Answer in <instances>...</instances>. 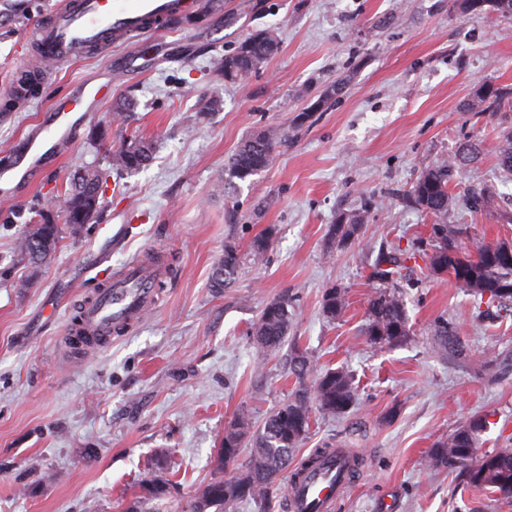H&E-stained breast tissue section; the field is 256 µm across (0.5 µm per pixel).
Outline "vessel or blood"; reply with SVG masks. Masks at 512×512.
<instances>
[{"mask_svg": "<svg viewBox=\"0 0 512 512\" xmlns=\"http://www.w3.org/2000/svg\"><path fill=\"white\" fill-rule=\"evenodd\" d=\"M173 0H56L33 31L36 63L31 74L49 78L53 67L91 54L106 52L113 39L136 40L146 31H162L173 15ZM111 81L85 82L46 111L39 131L28 134L13 152L0 179L29 186L44 161H58L73 142L83 117L111 91ZM160 269L152 262L137 263L118 277L101 280L78 305L65 336L70 352L111 343L113 335L140 323L156 306L154 283ZM357 454L336 449L318 469L293 483L290 512H335L357 471Z\"/></svg>", "mask_w": 512, "mask_h": 512, "instance_id": "obj_1", "label": "vessel or blood"}]
</instances>
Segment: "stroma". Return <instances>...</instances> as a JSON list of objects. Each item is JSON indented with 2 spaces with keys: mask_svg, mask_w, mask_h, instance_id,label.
<instances>
[{
  "mask_svg": "<svg viewBox=\"0 0 512 512\" xmlns=\"http://www.w3.org/2000/svg\"><path fill=\"white\" fill-rule=\"evenodd\" d=\"M4 2L0 167L77 82L111 72L112 97L88 113L58 166L0 199V512H119L160 455L180 492L208 481L228 421L241 412L262 421L293 392L296 346L315 370L354 376L353 407L316 415L298 450L360 451L336 512H512V500L427 464L433 446L474 415L488 422L479 452L512 448V317L477 306L421 256L403 288L406 337L373 343L363 334L378 256L410 249L435 222L403 194L465 142L482 140L484 154L453 193L480 184L495 205L450 207L448 221L466 225L471 242L512 241V181L495 152L512 112L464 109L483 84L512 94V15L464 13L451 0H221L66 65L18 99L8 90L48 0H15L11 13ZM260 32L275 36L277 53L246 79L224 81L214 59ZM334 81L343 84L335 103L295 127ZM124 98L135 109L123 122L113 103ZM207 101L213 111H203ZM261 130L284 139L271 164L214 194L238 144ZM132 136L152 143L153 162L116 171L112 154ZM83 166L108 177L101 208L79 232L63 228L53 259L31 271L15 246L46 194L63 192ZM357 213L359 235L330 246V225ZM269 228L273 244L253 262L249 245ZM228 241L245 259L218 294L210 275ZM99 252L116 273L143 256L165 273L142 322L75 357L64 330L97 285L84 266ZM330 288L347 301L333 320L321 305ZM283 294L293 315L288 341L261 365L250 327ZM441 319L469 360L436 353Z\"/></svg>",
  "mask_w": 512,
  "mask_h": 512,
  "instance_id": "obj_1",
  "label": "stroma"
}]
</instances>
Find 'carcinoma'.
Returning <instances> with one entry per match:
<instances>
[{
  "label": "carcinoma",
  "instance_id": "1",
  "mask_svg": "<svg viewBox=\"0 0 512 512\" xmlns=\"http://www.w3.org/2000/svg\"><path fill=\"white\" fill-rule=\"evenodd\" d=\"M456 6L464 13L481 12L488 7L503 15H512V0H456ZM277 50L278 42L273 35L257 33L241 41L232 53L217 59L214 68L226 81H241ZM483 89L482 93H474L466 104V111L482 113L501 109L506 99L503 91L491 84L483 85ZM280 143L279 136L265 131L243 139L228 160V178L217 185V191L225 192L235 178L244 180L263 171L272 162ZM482 154L480 143L464 144L448 160L423 171L408 191L407 201L414 208L439 218L430 227V254L427 255L430 271L440 278H449L472 296L512 316V255L503 254L506 249L512 252V243L477 242L471 247L464 246L461 238L467 232L466 226L440 222L452 205L471 210L490 204L491 195L484 188L471 190L461 200L452 192L460 173L479 161ZM497 158L498 165L512 173L511 130L502 132ZM152 159V145L133 138L115 150L112 166L135 173L147 168ZM106 188V177L97 170L93 171L89 182L76 176L69 180L59 206L64 223L74 230L87 217L95 216ZM361 229L358 216L352 215L330 225L329 234L332 241L340 244L357 236ZM60 235L61 225L53 221L39 224L27 229L18 242L17 252L30 268L38 269L56 253ZM271 243L269 233L255 237L250 244L253 260H262ZM411 259L410 253L400 257L391 253L376 264L375 276L385 287L368 303L364 335L373 343L400 341L407 336L408 318L400 282L410 275L407 261ZM241 264L239 249L230 243L224 245V254L212 270L211 287L218 291L230 287ZM289 303L286 294L269 301L253 323L250 338L259 360L278 350L288 339L292 327ZM344 306V291L339 288L325 291L322 297L325 316L338 317ZM434 336L439 354L464 355V348L448 322L435 324ZM289 369L295 377L294 392L261 424H256L245 413L227 423L214 459V475L208 482L192 492L180 494L167 476L164 458L159 457L150 477L123 504L122 512H167L172 503L176 512H225L239 504L252 505L258 512H272L274 502L285 503L289 465L297 466L296 477L299 478L331 452L329 448H317L307 457L295 458L296 449L310 432L313 410L338 416L346 413L354 400L352 375L343 368L318 372L313 369L307 351L296 347ZM486 429V419L473 416L435 444L428 455V465L437 470H460L473 486L499 499L512 500V448H498L476 456L477 444Z\"/></svg>",
  "mask_w": 512,
  "mask_h": 512
}]
</instances>
